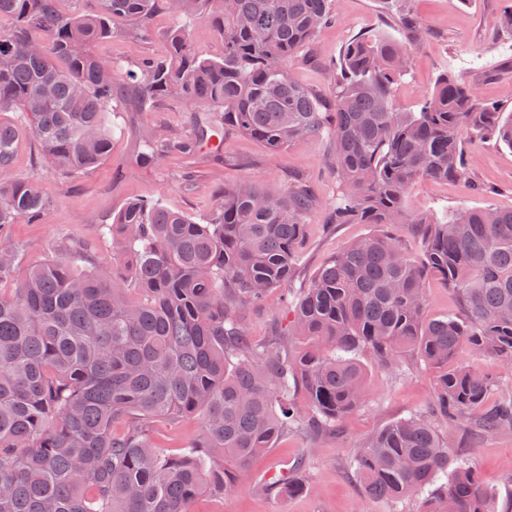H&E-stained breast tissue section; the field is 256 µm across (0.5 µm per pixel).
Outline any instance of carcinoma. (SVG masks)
Segmentation results:
<instances>
[{
	"label": "carcinoma",
	"mask_w": 512,
	"mask_h": 512,
	"mask_svg": "<svg viewBox=\"0 0 512 512\" xmlns=\"http://www.w3.org/2000/svg\"><path fill=\"white\" fill-rule=\"evenodd\" d=\"M70 14L58 0H0V512H191L222 494L274 438L320 434L367 400L359 359L397 367L408 355L440 370L429 408L389 423L352 455L369 499L402 502L428 490L420 512H495L493 495L462 459L448 475L435 420L481 434L512 430V390L496 372L454 363L468 345L512 368V210L458 208L410 217L417 179L466 180L465 142L512 147V113L480 101L445 73L415 110L393 86L409 74L411 46L361 34L340 52L330 99L295 81L289 62L336 15L335 0H92ZM414 32L410 0H382ZM163 8L175 23L167 53L124 67L91 51L127 23L141 37ZM204 23L222 45L194 48ZM141 112L160 99L213 113L173 147L205 149L211 135L249 136L276 152L301 140L334 145L336 198L328 224H375L288 292V325L265 343L246 338L244 312L291 287L305 227L317 211L306 180L280 187L226 185L190 216L158 200L127 203L95 238L131 278L99 269L82 241L19 270L14 224H45L41 185L13 173L29 133L37 165L60 175L100 165L112 148L119 77ZM136 162L159 165L161 136L139 135ZM391 224H421L414 256ZM442 280L462 314L428 318L424 283ZM303 389L307 412L296 391ZM497 397L488 413L479 407ZM197 416L202 436L178 453L153 443L154 423ZM263 486L290 496L306 485Z\"/></svg>",
	"instance_id": "obj_1"
}]
</instances>
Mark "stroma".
Masks as SVG:
<instances>
[{
  "label": "stroma",
  "instance_id": "stroma-1",
  "mask_svg": "<svg viewBox=\"0 0 512 512\" xmlns=\"http://www.w3.org/2000/svg\"><path fill=\"white\" fill-rule=\"evenodd\" d=\"M414 9L423 32L411 39L410 75L394 87L398 105L415 108L439 75L448 72L461 76L483 102L512 112V30L501 24L503 14L512 10V0H415ZM172 23L167 13L157 12L153 38L118 33L95 43L93 51L126 65L163 55L159 33ZM400 28L397 16L381 0H338L335 21L319 32L311 49L297 54L291 72L307 87L328 94V70L354 35L395 33ZM203 115V110L185 103L157 102L151 111L139 112L120 102L112 114L109 158L93 171L72 177L37 169L35 142L23 136L14 172L41 183L52 212L49 223L12 226L22 264L48 258L57 247L92 238L98 225L111 223L126 202L140 197L160 198L170 208L197 216L208 208L215 189L226 183L248 179L272 187L300 175L310 181L321 208H328L334 200L333 146L326 138L272 153L249 137L234 136L219 156L204 152L190 157L172 150L157 167L136 164L143 125L152 124L162 137L172 138L191 132ZM469 151L473 178L494 187V195L476 194L461 181L420 179L409 188L404 211L441 216L463 206L512 210V149L493 141H476ZM372 230L369 224L329 228L322 217H315L305 228L297 285L307 284L328 258ZM286 317L282 296L275 291L261 310L246 313L244 327L253 342L262 343L272 335L274 319ZM436 379L435 369L413 357L393 371L368 365L366 403L338 421L334 432L311 440L297 434L278 437L270 450L239 472L231 490L201 497L192 504V512H416L411 500L387 504L365 497L347 462L355 449L388 423L424 409L435 395ZM438 430L448 445L449 466L467 457L492 492L496 508L501 512L511 505L512 431L477 436L445 424ZM302 456L307 459L301 473L309 487L307 493L291 498L261 488L263 479L291 467Z\"/></svg>",
  "mask_w": 512,
  "mask_h": 512
}]
</instances>
